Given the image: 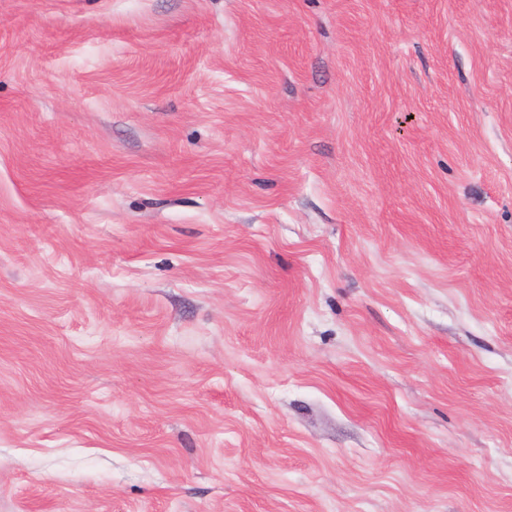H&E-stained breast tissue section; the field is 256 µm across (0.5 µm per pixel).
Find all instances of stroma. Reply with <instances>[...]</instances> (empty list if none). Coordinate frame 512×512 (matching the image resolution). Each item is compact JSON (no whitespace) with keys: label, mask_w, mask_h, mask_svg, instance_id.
I'll return each mask as SVG.
<instances>
[{"label":"stroma","mask_w":512,"mask_h":512,"mask_svg":"<svg viewBox=\"0 0 512 512\" xmlns=\"http://www.w3.org/2000/svg\"><path fill=\"white\" fill-rule=\"evenodd\" d=\"M0 512H512V0H0Z\"/></svg>","instance_id":"1"}]
</instances>
